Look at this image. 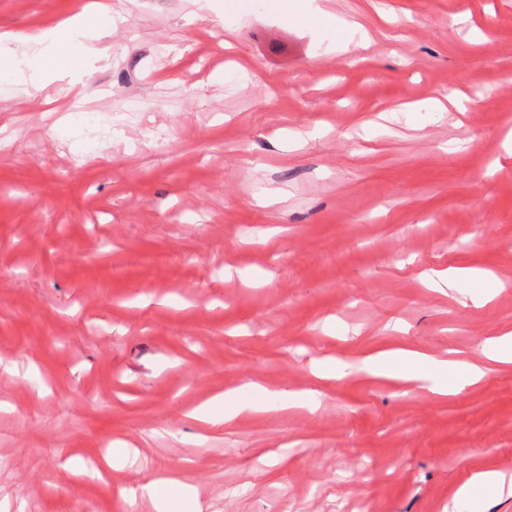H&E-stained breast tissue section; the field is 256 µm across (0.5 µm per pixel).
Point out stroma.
<instances>
[{"label": "stroma", "instance_id": "35a3bbf8", "mask_svg": "<svg viewBox=\"0 0 512 512\" xmlns=\"http://www.w3.org/2000/svg\"><path fill=\"white\" fill-rule=\"evenodd\" d=\"M74 2L0 0V32ZM100 2L86 85L0 86V512H154L121 496L152 477L202 512H444L512 473V364L448 397L357 370L512 330V0H317L362 47L222 0ZM448 268L493 278L424 285ZM246 380L320 403L190 418ZM109 447L104 478L66 470ZM512 497V475L496 470L475 473L458 486L451 498L448 512H481L478 510L489 499Z\"/></svg>", "mask_w": 512, "mask_h": 512}]
</instances>
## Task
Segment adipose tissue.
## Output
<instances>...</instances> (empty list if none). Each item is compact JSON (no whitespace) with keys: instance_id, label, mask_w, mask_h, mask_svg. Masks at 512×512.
Masks as SVG:
<instances>
[{"instance_id":"obj_1","label":"adipose tissue","mask_w":512,"mask_h":512,"mask_svg":"<svg viewBox=\"0 0 512 512\" xmlns=\"http://www.w3.org/2000/svg\"><path fill=\"white\" fill-rule=\"evenodd\" d=\"M112 30L108 12H88L81 7L56 27L37 34L19 35V42L39 45L37 53L14 61L12 54L0 59V84L21 71H28L31 83L40 84L57 71L68 73L72 83L81 84L90 72L84 66L87 59L102 58L106 48L99 42ZM362 365L370 375L393 384L425 389L445 396L464 391L482 381L486 371L478 364L431 356L411 349H396L370 355ZM314 392L270 391L260 384L247 381L195 408L193 419L213 425L228 423L245 413H261L285 409L298 403H310ZM512 497V475L496 470L473 474L458 486L448 504V512H479L490 499Z\"/></svg>"}]
</instances>
